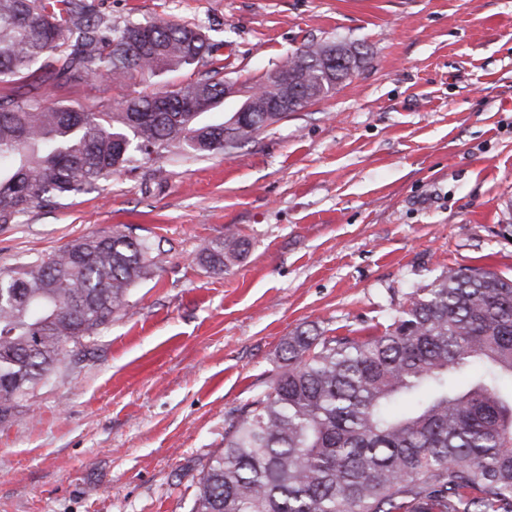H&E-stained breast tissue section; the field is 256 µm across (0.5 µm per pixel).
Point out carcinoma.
Here are the masks:
<instances>
[{
	"label": "carcinoma",
	"mask_w": 512,
	"mask_h": 512,
	"mask_svg": "<svg viewBox=\"0 0 512 512\" xmlns=\"http://www.w3.org/2000/svg\"><path fill=\"white\" fill-rule=\"evenodd\" d=\"M329 43L283 63L306 73L288 113L319 102L364 61L326 72ZM201 30L112 24L96 0H0V224H17L170 148L241 147L271 123L202 121L224 102V63ZM194 70L174 89L137 94L119 112L49 102L37 90L105 73ZM245 252L235 235L198 256L215 274ZM151 240L91 234L0 272V423L128 303L161 262ZM282 371L236 410L224 448L199 473L191 512H512V280L449 271L411 293L383 329L363 336L297 331Z\"/></svg>",
	"instance_id": "1"
}]
</instances>
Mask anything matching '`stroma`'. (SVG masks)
<instances>
[{
  "mask_svg": "<svg viewBox=\"0 0 512 512\" xmlns=\"http://www.w3.org/2000/svg\"><path fill=\"white\" fill-rule=\"evenodd\" d=\"M113 22L201 27L241 92L302 44L366 63L232 151L174 149L0 226V270L81 236L152 240L162 263L84 349L66 346L0 424V512H191L230 413L296 330L371 332L450 270L512 277V0H101ZM105 78L48 100L120 111ZM248 243L221 275L209 242Z\"/></svg>",
  "mask_w": 512,
  "mask_h": 512,
  "instance_id": "1",
  "label": "stroma"
}]
</instances>
